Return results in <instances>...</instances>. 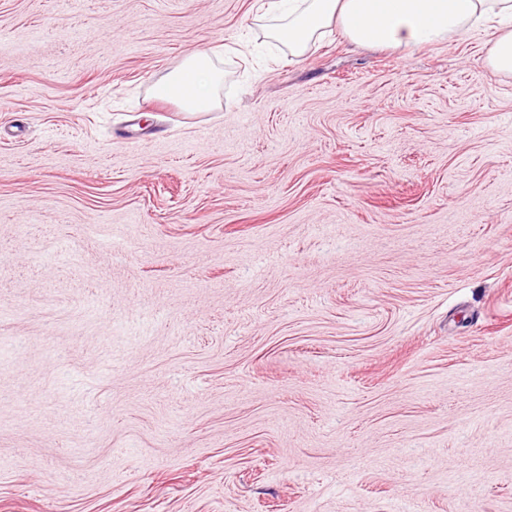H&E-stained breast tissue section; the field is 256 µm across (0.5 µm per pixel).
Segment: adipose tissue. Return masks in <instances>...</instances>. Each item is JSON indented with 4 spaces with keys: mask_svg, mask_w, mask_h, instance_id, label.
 I'll list each match as a JSON object with an SVG mask.
<instances>
[{
    "mask_svg": "<svg viewBox=\"0 0 512 512\" xmlns=\"http://www.w3.org/2000/svg\"><path fill=\"white\" fill-rule=\"evenodd\" d=\"M491 14L501 24L489 35L487 64L512 74V0H273L258 18L268 40L299 57L332 25L351 43L407 53L462 36ZM252 51L250 42L240 41L192 53L162 80L170 100L189 111L209 110L224 80L222 54Z\"/></svg>",
    "mask_w": 512,
    "mask_h": 512,
    "instance_id": "1",
    "label": "adipose tissue"
}]
</instances>
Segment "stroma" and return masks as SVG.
Here are the masks:
<instances>
[{
  "label": "stroma",
  "mask_w": 512,
  "mask_h": 512,
  "mask_svg": "<svg viewBox=\"0 0 512 512\" xmlns=\"http://www.w3.org/2000/svg\"><path fill=\"white\" fill-rule=\"evenodd\" d=\"M256 2L0 0V512H512V75ZM224 53L247 56L254 50L248 41L224 44L189 55L174 71L162 79L168 99L189 111H206L216 102V90L224 80V71L217 60Z\"/></svg>",
  "instance_id": "35a3bbf8"
}]
</instances>
